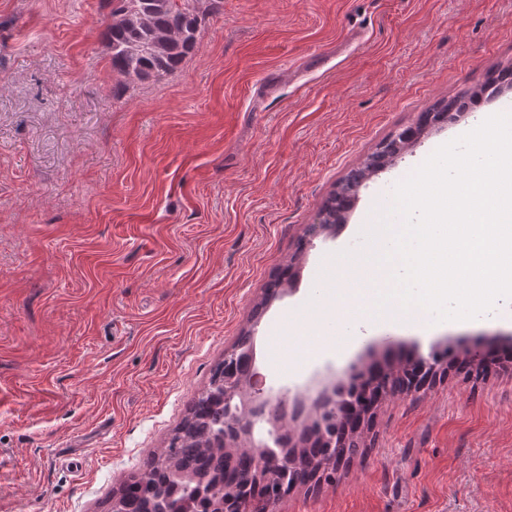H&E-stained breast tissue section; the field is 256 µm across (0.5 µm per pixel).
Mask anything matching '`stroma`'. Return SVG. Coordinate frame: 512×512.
Segmentation results:
<instances>
[{
  "instance_id": "1",
  "label": "stroma",
  "mask_w": 512,
  "mask_h": 512,
  "mask_svg": "<svg viewBox=\"0 0 512 512\" xmlns=\"http://www.w3.org/2000/svg\"><path fill=\"white\" fill-rule=\"evenodd\" d=\"M200 7L180 69L133 81L103 0H0V512H107L246 332L267 386L311 399L378 363L512 346V303L407 324L345 303L336 258L439 146L512 114V88L426 127L318 226L381 142L512 66V0ZM338 474L274 512H512V368L388 397Z\"/></svg>"
}]
</instances>
